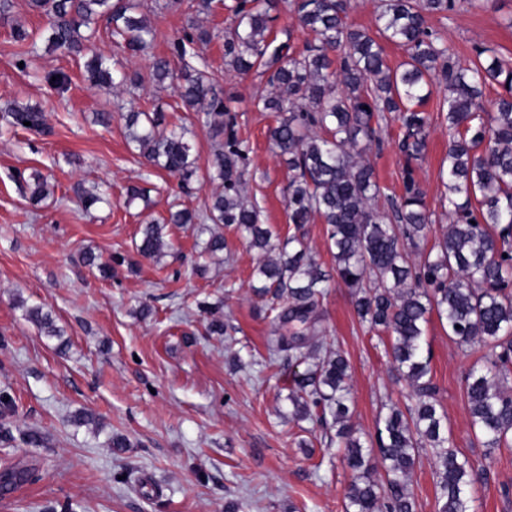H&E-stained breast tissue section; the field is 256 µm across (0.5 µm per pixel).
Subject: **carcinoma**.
Masks as SVG:
<instances>
[{
	"label": "carcinoma",
	"instance_id": "carcinoma-1",
	"mask_svg": "<svg viewBox=\"0 0 512 512\" xmlns=\"http://www.w3.org/2000/svg\"><path fill=\"white\" fill-rule=\"evenodd\" d=\"M278 0H232L227 9L235 26L224 36V61L242 75L264 68L273 92L254 98L264 112L280 115L270 140L291 173L287 209L296 226L315 220L327 226V243L336 275L352 289L355 311L369 329L390 338L392 362L411 387L414 406H390L370 445L356 436L349 407V365L337 349L314 339L322 320V298L330 275L311 254L302 235L280 243L262 222L257 203L242 196L249 148L240 140L236 116L224 107L220 90L207 72L191 62V46L208 43L212 34L191 24L171 43V52L152 57L151 76L168 84L190 112L224 142L214 154L212 180L220 183L204 205V215L186 209L142 225L138 253L160 255L169 224H194L199 218L236 229L258 254L252 289L265 302L275 336L268 342V367L283 357L290 372L287 400L291 415L309 420L336 442L353 472L345 512H415L408 479L424 451L434 457L436 512H469L466 489L472 465L453 448L438 409L425 350L430 314L448 327L461 344L480 342L490 351L486 363L466 379L471 427L485 448L512 445V69H506L490 46L477 48L481 61L461 66L453 50L426 26L427 13H453L460 0H380L377 34L348 23L351 0H291L300 28L312 33L301 53L272 37L271 12ZM48 18V48L84 56L92 86L138 87L140 78L102 54L90 52L99 23L132 55L146 54L154 29L139 13V0H30ZM10 0H0V22L13 40L29 38L14 18ZM402 48L406 59L389 65L381 41ZM435 79L448 89V153L442 171L448 190V229L432 253L420 261L412 247L431 231V213L411 162L423 158L430 116L421 110ZM503 89L495 110L484 111L483 87ZM395 113L400 122V150L406 157L402 193L390 198V212L374 202L384 191L364 147H381L374 123ZM126 138L145 164L177 175L184 186L198 177L193 147L185 134L164 124L160 112L122 114ZM7 125L43 127L36 107L15 106ZM36 200L46 195L47 179L38 171L20 176ZM81 262L112 276V264L86 251ZM27 317L48 336L61 335L50 313L40 306ZM381 463L385 480L372 477ZM25 469L0 472V486L27 480Z\"/></svg>",
	"mask_w": 512,
	"mask_h": 512
}]
</instances>
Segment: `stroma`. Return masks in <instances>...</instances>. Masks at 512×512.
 Instances as JSON below:
<instances>
[{
    "label": "stroma",
    "instance_id": "obj_1",
    "mask_svg": "<svg viewBox=\"0 0 512 512\" xmlns=\"http://www.w3.org/2000/svg\"><path fill=\"white\" fill-rule=\"evenodd\" d=\"M230 2L211 0L201 11L199 0H186L174 11L164 0H140V10L156 32L152 55L168 54L190 23L212 32L211 42L196 45L195 61L222 89L250 147L245 191L284 240L294 232L288 168L269 141L273 113L253 104L268 89L266 76L240 75L224 62V35L234 25ZM12 13L36 49L25 52L10 26L0 24V434L12 435L8 442L0 437V468L25 467L36 479L0 488V512H226L230 502L241 512H344L350 471L326 452L311 423L289 420L287 361L272 369L263 364L271 325L250 287L256 253L228 230L227 250L207 257L208 232L180 224L168 225L160 258L136 251L146 221L167 218L173 207L202 211L216 189L204 171L219 137L171 89L155 86L151 56L123 51L109 29L100 28L93 48L139 73L138 90L90 86L82 59L47 50V19L29 0H13ZM428 24L461 65L476 61L477 47L492 46L512 68V0H473L458 12L430 15ZM21 52L22 71L14 65ZM52 71L68 75L66 89L45 82ZM445 96L444 85L433 86L424 105L428 147L414 165L433 220L422 256L448 223L440 178L448 151ZM26 105L44 112L48 133L5 124L6 110ZM132 108L160 110L168 126L187 128L201 169L191 190L177 176L148 168L128 146L121 114ZM96 112L112 113L111 126L95 125ZM380 126L384 149L366 157L385 192L376 202L384 211L386 195L402 190L405 160L395 116ZM72 155L79 164H68ZM35 171L50 186L38 202L17 180ZM131 186L146 190L150 204L126 205ZM100 190L105 202L83 211L81 193ZM88 250L125 262L104 280L80 262ZM27 305L50 310L64 337L41 333L25 317ZM323 309L319 337L349 363L352 421L370 440L385 404L411 406L410 388L392 369L386 335L357 317L349 289L330 288ZM214 319L224 322L226 334H208ZM426 341L448 435L475 469L470 512H512V447L487 450L470 425L465 378L480 346L459 344L434 315ZM249 353L255 364L236 366V357ZM80 413L93 416V424L76 422ZM31 432L39 444L27 443ZM116 439L124 447H113ZM435 481L432 455L421 456L410 476L416 512H435Z\"/></svg>",
    "mask_w": 512,
    "mask_h": 512
}]
</instances>
